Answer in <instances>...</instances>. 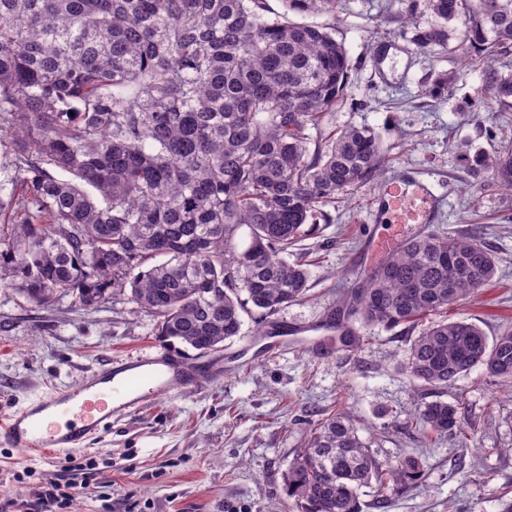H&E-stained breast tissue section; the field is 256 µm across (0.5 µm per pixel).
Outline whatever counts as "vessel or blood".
Listing matches in <instances>:
<instances>
[{"mask_svg":"<svg viewBox=\"0 0 512 512\" xmlns=\"http://www.w3.org/2000/svg\"><path fill=\"white\" fill-rule=\"evenodd\" d=\"M387 224H433L444 200L424 177L390 183L373 200ZM399 244L397 235L375 233L365 243L363 263L390 253ZM319 342L306 336L267 337L264 355L287 347L315 348ZM228 364L189 361L165 351H148L108 360L73 390L55 391L23 410L14 411L0 423V441L23 451H57L87 445L109 426L119 412L139 410L157 394L194 389L222 378Z\"/></svg>","mask_w":512,"mask_h":512,"instance_id":"vessel-or-blood-1","label":"vessel or blood"}]
</instances>
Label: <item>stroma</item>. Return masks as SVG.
I'll return each mask as SVG.
<instances>
[{"label":"stroma","instance_id":"stroma-1","mask_svg":"<svg viewBox=\"0 0 512 512\" xmlns=\"http://www.w3.org/2000/svg\"><path fill=\"white\" fill-rule=\"evenodd\" d=\"M406 7L338 0L334 14L310 17L351 60L344 99L323 131L371 128L387 163L326 207L320 233L300 243L309 290L271 317L278 328L319 327L363 279V242L378 226L369 202L412 172L431 176L447 198L435 231L482 234L498 259L490 285L449 318L491 338L512 328V191L471 168L512 132V109L485 92L482 60L417 47L414 30L430 16ZM443 76L447 91L430 96ZM155 325L153 313L121 298L93 309L69 296L38 306L0 283V412L79 385L111 356L162 346ZM416 335L375 328L356 348L253 354L223 379L159 394L113 419L82 448L23 454L0 443V512H39L36 487L70 483L84 491L64 512H293L284 476L311 429L337 410L353 416L379 461L411 456L423 468L418 482L384 499L376 485L361 488L363 512H512V385L479 368L445 390L414 381L401 363ZM436 399L461 402L470 443L419 426L417 409Z\"/></svg>","mask_w":512,"mask_h":512}]
</instances>
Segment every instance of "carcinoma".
<instances>
[{
    "label": "carcinoma",
    "instance_id": "carcinoma-1",
    "mask_svg": "<svg viewBox=\"0 0 512 512\" xmlns=\"http://www.w3.org/2000/svg\"><path fill=\"white\" fill-rule=\"evenodd\" d=\"M0 0V134L14 137L22 191L0 186V269L39 306L125 297L157 317V335L202 351L305 297V260L282 255L316 234L317 214L377 177L376 133L351 127L309 148V127L343 98L350 60L329 28L288 14H332L336 0ZM414 40L486 58V91L512 107V0H426ZM463 31H458L457 23ZM512 190V137L476 157ZM59 170L66 180L52 174ZM248 229L249 244L236 238ZM497 261L477 234L407 239L346 295L363 327L413 329L479 294ZM247 298L241 299L240 293ZM336 342L363 337L336 314ZM403 367L437 390L472 369L512 383V332L488 341L472 322L429 323ZM436 434L463 427L456 404L419 409ZM383 465L346 412L311 432L284 476L296 512H361L421 476Z\"/></svg>",
    "mask_w": 512,
    "mask_h": 512
}]
</instances>
